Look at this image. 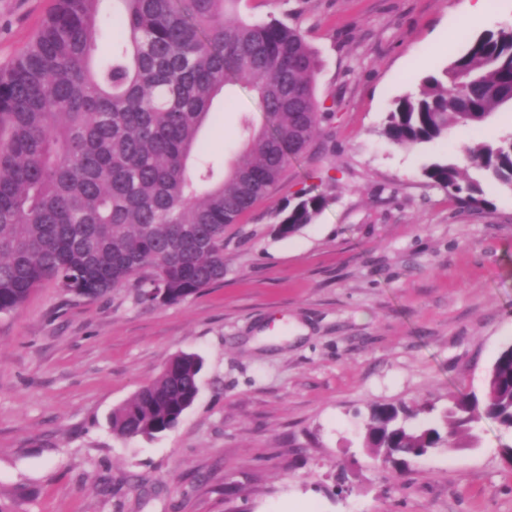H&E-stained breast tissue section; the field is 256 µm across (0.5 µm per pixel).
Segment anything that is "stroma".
<instances>
[{"instance_id": "obj_1", "label": "stroma", "mask_w": 512, "mask_h": 512, "mask_svg": "<svg viewBox=\"0 0 512 512\" xmlns=\"http://www.w3.org/2000/svg\"><path fill=\"white\" fill-rule=\"evenodd\" d=\"M461 0H240L253 21L300 28L315 93L334 116L329 151L292 160L277 187L224 231V279L147 307L131 288L97 300L54 283L0 315V500L16 512H512V441L482 419L477 440L399 471L359 438L373 403L444 408L482 393L512 343V191L470 207L423 167L455 157L466 130L410 150L383 135L399 97L440 73L469 37L512 24V0L465 24ZM54 0H0V67ZM449 32L452 43L440 35ZM205 131L261 119L248 88ZM324 211L274 232L305 190ZM205 360L181 424L120 440L109 415L180 352Z\"/></svg>"}]
</instances>
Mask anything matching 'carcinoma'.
Masks as SVG:
<instances>
[{"label":"carcinoma","mask_w":512,"mask_h":512,"mask_svg":"<svg viewBox=\"0 0 512 512\" xmlns=\"http://www.w3.org/2000/svg\"><path fill=\"white\" fill-rule=\"evenodd\" d=\"M104 0H56L25 51L0 70V315L46 282L101 298L136 290L140 303L176 304L224 279V230L269 195L291 160L327 148L333 112L315 94V51L300 29L249 21L239 0H115L114 36L97 37ZM257 95L262 125L244 116L227 169L204 159L202 132L225 89ZM512 105V27L484 31L442 76L394 103L383 135L394 146L446 138ZM459 163L423 174L461 203L486 204L482 179L512 190V133L474 138ZM329 204L305 191L281 217L279 236L312 223ZM158 288L165 299L152 293ZM203 358L180 352L112 410V434L152 439L196 402ZM406 404L374 403L363 447L387 461L455 448L482 418L512 432V343L492 364L485 393L448 395L435 422Z\"/></svg>","instance_id":"cac0c4a2"}]
</instances>
